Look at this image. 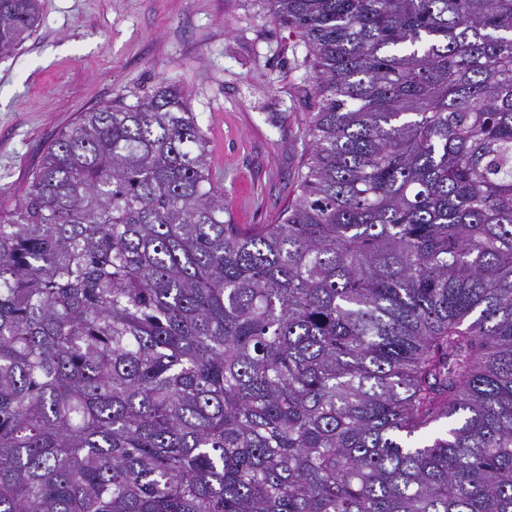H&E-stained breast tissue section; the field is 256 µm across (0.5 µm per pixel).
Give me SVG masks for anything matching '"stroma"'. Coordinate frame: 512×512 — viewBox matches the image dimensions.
<instances>
[{
  "mask_svg": "<svg viewBox=\"0 0 512 512\" xmlns=\"http://www.w3.org/2000/svg\"><path fill=\"white\" fill-rule=\"evenodd\" d=\"M299 36L262 0H43L23 47L0 59V207H13L80 112L180 86L236 224H273L294 194L314 101Z\"/></svg>",
  "mask_w": 512,
  "mask_h": 512,
  "instance_id": "stroma-1",
  "label": "stroma"
}]
</instances>
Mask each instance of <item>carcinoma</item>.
<instances>
[{
  "label": "carcinoma",
  "instance_id": "obj_1",
  "mask_svg": "<svg viewBox=\"0 0 512 512\" xmlns=\"http://www.w3.org/2000/svg\"><path fill=\"white\" fill-rule=\"evenodd\" d=\"M263 2L315 100L278 223L173 84L0 210V512H512V0Z\"/></svg>",
  "mask_w": 512,
  "mask_h": 512
}]
</instances>
